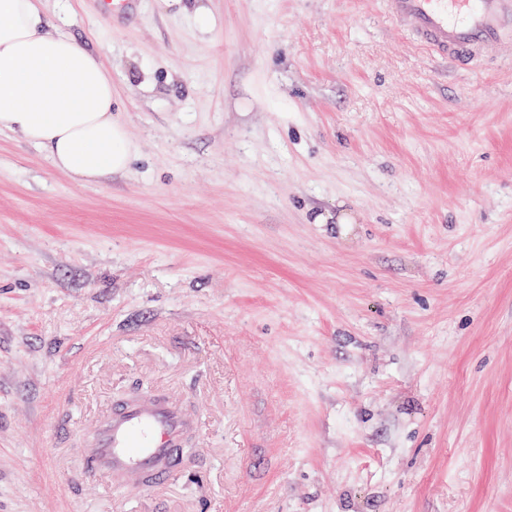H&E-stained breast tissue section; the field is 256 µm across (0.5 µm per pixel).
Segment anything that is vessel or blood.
I'll use <instances>...</instances> for the list:
<instances>
[{"mask_svg":"<svg viewBox=\"0 0 512 512\" xmlns=\"http://www.w3.org/2000/svg\"><path fill=\"white\" fill-rule=\"evenodd\" d=\"M390 18L448 65L512 60V0H383ZM196 422L174 403L135 398L102 418L86 478L150 482L175 470L173 450Z\"/></svg>","mask_w":512,"mask_h":512,"instance_id":"1","label":"vessel or blood"}]
</instances>
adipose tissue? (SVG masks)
<instances>
[{"instance_id":"adipose-tissue-1","label":"adipose tissue","mask_w":512,"mask_h":512,"mask_svg":"<svg viewBox=\"0 0 512 512\" xmlns=\"http://www.w3.org/2000/svg\"><path fill=\"white\" fill-rule=\"evenodd\" d=\"M50 21L36 0H0V129L44 149L79 183L127 170L133 145L112 115V83L98 57Z\"/></svg>"}]
</instances>
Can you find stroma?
Wrapping results in <instances>:
<instances>
[{"label": "stroma", "instance_id": "stroma-1", "mask_svg": "<svg viewBox=\"0 0 512 512\" xmlns=\"http://www.w3.org/2000/svg\"><path fill=\"white\" fill-rule=\"evenodd\" d=\"M71 5L135 152L0 131V512H512V65L380 0ZM138 392L183 467L84 480Z\"/></svg>", "mask_w": 512, "mask_h": 512}]
</instances>
